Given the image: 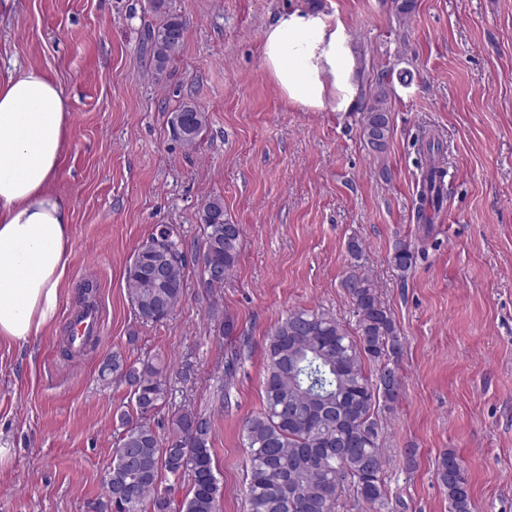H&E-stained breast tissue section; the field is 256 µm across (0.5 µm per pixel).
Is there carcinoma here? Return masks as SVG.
<instances>
[{"label": "carcinoma", "instance_id": "cac0c4a2", "mask_svg": "<svg viewBox=\"0 0 512 512\" xmlns=\"http://www.w3.org/2000/svg\"><path fill=\"white\" fill-rule=\"evenodd\" d=\"M184 33V22L174 15L147 26L144 49L156 70H164L180 52ZM392 80L388 71L379 78L362 113L363 133L377 129L383 138L390 137ZM178 115L193 131L179 142L196 145L207 123L205 110L183 102L169 119ZM440 178L438 167L426 169L419 213L443 203L437 188ZM201 213L207 222L203 261L224 265L227 279L241 256L240 227L230 223L219 197L207 199ZM154 260L156 256L140 247L125 270L128 300L143 323L167 318L186 288L180 248H175L168 278L161 284L145 276ZM388 261L405 275L415 262L409 241L397 240ZM343 287L357 316L355 328L324 309L298 308L288 311L267 335L263 408L242 429L249 457L246 512H337L347 494L370 505L385 503L378 412L393 409L398 400L401 383L390 361L398 356L402 341L368 273L352 266ZM161 296L168 302L164 313L153 306ZM104 363L112 368L113 379L129 387L130 410L120 415L122 432L105 474L103 504L110 505V512H142L145 504L149 512H217L222 491L214 470L211 419L184 406L173 415L168 435L160 436L152 421L168 397L164 368L149 359L130 361L119 352ZM164 472L187 481L181 502L172 497V488L162 486ZM437 477L447 492L450 512H470V487L454 453H443Z\"/></svg>", "mask_w": 512, "mask_h": 512}]
</instances>
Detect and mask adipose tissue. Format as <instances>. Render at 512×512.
<instances>
[{"label":"adipose tissue","mask_w":512,"mask_h":512,"mask_svg":"<svg viewBox=\"0 0 512 512\" xmlns=\"http://www.w3.org/2000/svg\"><path fill=\"white\" fill-rule=\"evenodd\" d=\"M261 56L289 106H356L354 43L341 19L305 4L283 10L263 30ZM68 115L61 85L45 70H0V336L20 342L54 320L70 260L72 212L52 188Z\"/></svg>","instance_id":"adipose-tissue-1"}]
</instances>
